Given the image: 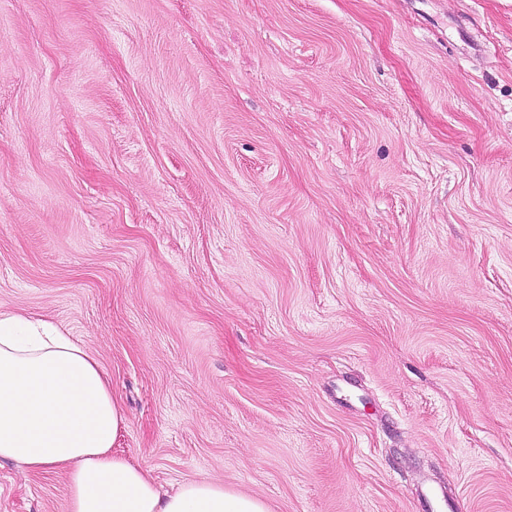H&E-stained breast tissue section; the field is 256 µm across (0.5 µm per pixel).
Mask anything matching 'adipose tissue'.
I'll use <instances>...</instances> for the list:
<instances>
[{"instance_id": "adipose-tissue-1", "label": "adipose tissue", "mask_w": 512, "mask_h": 512, "mask_svg": "<svg viewBox=\"0 0 512 512\" xmlns=\"http://www.w3.org/2000/svg\"><path fill=\"white\" fill-rule=\"evenodd\" d=\"M125 422L83 344L52 322L0 310V462L64 473L68 512H268L218 480L161 490L114 451Z\"/></svg>"}]
</instances>
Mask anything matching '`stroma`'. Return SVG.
Masks as SVG:
<instances>
[{"label":"stroma","mask_w":512,"mask_h":512,"mask_svg":"<svg viewBox=\"0 0 512 512\" xmlns=\"http://www.w3.org/2000/svg\"><path fill=\"white\" fill-rule=\"evenodd\" d=\"M0 307L164 489L512 512V0H0Z\"/></svg>","instance_id":"35a3bbf8"}]
</instances>
